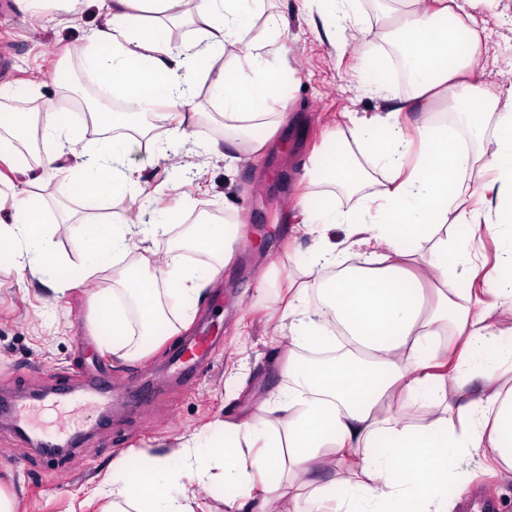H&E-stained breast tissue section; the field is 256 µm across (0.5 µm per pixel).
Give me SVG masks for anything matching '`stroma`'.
Listing matches in <instances>:
<instances>
[{"label": "stroma", "mask_w": 512, "mask_h": 512, "mask_svg": "<svg viewBox=\"0 0 512 512\" xmlns=\"http://www.w3.org/2000/svg\"><path fill=\"white\" fill-rule=\"evenodd\" d=\"M504 14H479L482 52L475 63L479 81L496 86L512 83V0H503ZM286 14L288 28L266 56L280 75L279 99L269 111H280L288 101V121L268 146L225 169L220 155L202 157L198 179L169 192L167 206L178 218L170 237L156 243L158 253L182 246V258L200 273L210 272L212 259L189 247L195 223L223 222L224 205L233 201L240 210L241 239L232 260L212 283L191 325L148 356L121 360L101 352L91 326L93 301L102 288L92 281L82 288L55 296L45 293L31 273H20L0 261V395L24 396L43 390L58 379L77 378L87 368L109 371L108 399L113 400L110 423L88 421L80 446L48 460L12 428L0 425V490L12 494L20 512H70L73 503L94 495L113 459L124 458L137 468L143 454L174 448L216 419L247 413L252 403L287 384L276 356L284 340L276 320L273 295L258 291L260 275L282 286L288 279L305 280V252H291L299 222L294 203L302 177V161L312 147L331 153L324 132L335 127L345 112L373 111L375 102L363 88L367 78L351 53H337L322 40L296 7L266 0L262 14L252 22L249 36L268 37L269 15ZM99 22L97 0H79L69 21L44 0H33L29 10L17 0H0V102L17 112L29 110L48 120H74L92 126L82 143L91 146L105 135L91 124L80 98L71 93L76 74L86 62L73 54ZM165 128L150 125L148 135L130 157L145 180L158 184L166 177L167 162L155 156L154 146L165 139ZM30 156L27 165L34 183L33 199L50 226L63 258L59 277H69L82 249L76 225L62 223L68 210L81 216L111 220L133 208L131 194L117 192L76 196L69 175H45L39 160L45 144L33 136L20 140ZM208 324L219 340L212 362L189 381H180L168 361L171 353ZM465 502L455 512H469V499L481 496L498 503L499 512H512V479L479 475Z\"/></svg>", "instance_id": "35a3bbf8"}]
</instances>
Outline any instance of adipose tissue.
Masks as SVG:
<instances>
[{"mask_svg": "<svg viewBox=\"0 0 512 512\" xmlns=\"http://www.w3.org/2000/svg\"><path fill=\"white\" fill-rule=\"evenodd\" d=\"M102 21L80 53L97 84L128 104L165 99L157 122L179 116L167 132L171 162L166 186L146 189L128 155L140 146L130 112H106L111 136L80 147L81 131L71 122L50 121L41 138L49 150L41 166L55 170L69 160L79 195L133 190L141 202L118 221L79 222L82 254L72 276L57 278L60 261L33 204L22 158L11 135L26 124L24 114L0 110V244L12 241V263L30 269L58 295L102 279L117 265L111 287L101 289L93 318L109 335L101 351L121 359L145 355L143 339L178 311L169 334L188 328L194 307L213 282L177 255H159L173 213L167 192L199 172L187 145L200 114L193 91L209 81L221 106L223 141L204 152L242 149L258 126L277 130L284 113L267 111L279 97V76L262 62L261 45L248 40L265 0H100ZM359 0H300L299 10L328 42L358 14ZM500 0H392L386 17H399L396 41L412 64L411 91L393 93L372 29L360 26L352 44L357 68L369 76L374 113L352 118L351 140L330 131L338 155L303 164L306 188L298 196L300 231L313 235L307 270L319 282L288 289L284 314L288 334L283 353L290 382L235 421L216 420L165 453L144 455L138 469L123 459L99 485L98 512H212L203 500L215 479L235 485L240 495L228 512H454L449 489L464 493L471 467L512 477V86L489 87L470 71L481 33L472 10L497 9ZM189 17L193 39L174 47L163 37L166 22ZM467 22L458 43L448 19ZM230 55L216 70L204 60ZM329 184L317 206L311 189ZM358 196L343 208L337 191ZM467 224L469 238L452 241L448 227ZM239 220L228 212L220 224L196 225L192 244L216 264L229 262ZM489 244L497 271L481 274L468 263L473 243ZM148 255L153 268L144 279L130 255ZM460 271L467 288L449 279ZM461 342L444 343L449 327ZM469 383L458 403L449 402L446 377ZM421 402L420 422L402 414L403 402ZM223 433L224 441L214 440ZM335 456L339 470L330 483L314 474ZM289 462L302 482L282 486L268 473Z\"/></svg>", "mask_w": 512, "mask_h": 512, "instance_id": "ef3b65f1", "label": "adipose tissue"}]
</instances>
